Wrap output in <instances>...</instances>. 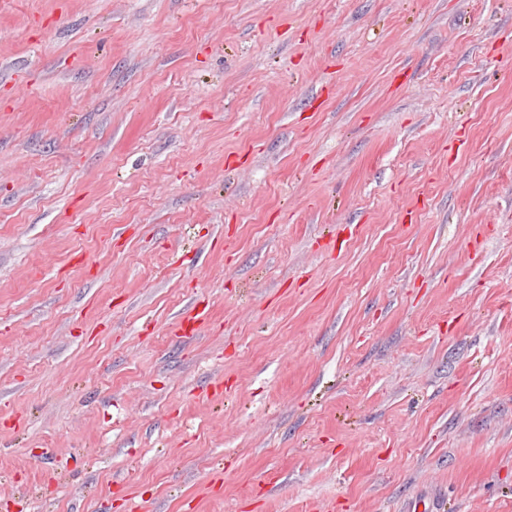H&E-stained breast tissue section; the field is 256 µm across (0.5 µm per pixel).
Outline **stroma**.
Wrapping results in <instances>:
<instances>
[{"label":"stroma","instance_id":"obj_1","mask_svg":"<svg viewBox=\"0 0 512 512\" xmlns=\"http://www.w3.org/2000/svg\"><path fill=\"white\" fill-rule=\"evenodd\" d=\"M512 512V0H0V512Z\"/></svg>","mask_w":512,"mask_h":512}]
</instances>
